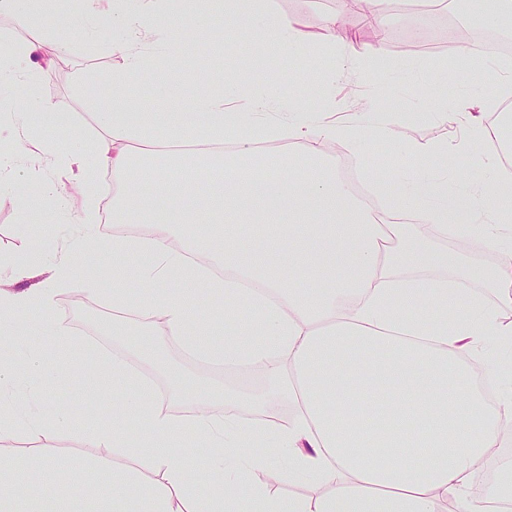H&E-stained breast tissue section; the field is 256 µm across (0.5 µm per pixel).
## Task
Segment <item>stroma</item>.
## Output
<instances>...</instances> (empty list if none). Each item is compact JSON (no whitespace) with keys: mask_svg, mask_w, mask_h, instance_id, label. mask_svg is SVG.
Returning a JSON list of instances; mask_svg holds the SVG:
<instances>
[{"mask_svg":"<svg viewBox=\"0 0 512 512\" xmlns=\"http://www.w3.org/2000/svg\"><path fill=\"white\" fill-rule=\"evenodd\" d=\"M278 10L294 18L317 20L323 13L344 12L345 34H357L362 43L378 44L393 67L384 74L368 73L356 79L339 78L334 82L317 83L316 75L325 64L340 67V59L322 57L294 59L275 56L271 47L261 46L251 21L239 23L233 39L213 46L199 44L195 37H187L175 54L158 57L152 68L141 73L132 89V96L142 107H151L158 87H165V107L172 112L185 111L200 82H207L212 91L224 88V74L234 71L242 89H250L273 75L286 106L301 108L310 113L325 114L327 119L347 118L357 112L368 111L373 105L383 104L392 111L422 112L427 102H437L440 108L451 107L464 86L481 82V99L489 101L504 85L499 62L482 65L459 59L449 50L438 32L457 28L472 39L491 36L490 28L473 24L455 10L438 11L428 17L409 11L404 0H389L385 29L372 25L365 14L347 10L343 0H273ZM110 30L96 29L92 36L72 38L68 47L56 41H46L41 53L50 59V67L36 84L37 94L51 101L57 111L69 112L75 118L71 135L85 141L94 134L93 114L100 107L111 104L115 94L112 74L122 65L120 57L110 50ZM262 50L269 56L267 72L239 71L238 51ZM337 154L356 160L355 179L366 178L384 167L383 159L390 155L386 140L368 135L361 149L340 146ZM97 206L101 223L88 255L75 258L64 288L55 297V317L69 334V344L60 350H49L41 331V316L32 311L14 326L16 345L10 354L16 366H23L27 351L40 349L52 366H65L67 374L60 382L30 391L27 408L42 419H50L62 408L71 413L70 430L56 434L59 455L69 460L88 457L103 460L105 467L125 465V458L111 449L91 446L85 430L91 426H111L119 413V397L113 388L112 376L107 371L90 373V365L104 352L120 351L121 346L111 333L103 332L101 323L112 320V281L99 279L95 290L86 283L102 266L112 265V229L108 217L112 209L107 181H100ZM75 222L73 215L50 216L48 206L32 197L26 214H19L12 194H0V252L26 249L31 241L40 240V265L23 282L24 287H41L53 271L56 250L70 233ZM185 373L182 389L187 404H175L180 414H190V400L199 397L202 389L211 385L229 384L250 389L259 388L260 376H223L202 362L186 357L180 347L171 344L164 349V364L153 367L155 378H162L163 367Z\"/></svg>","mask_w":512,"mask_h":512,"instance_id":"stroma-1","label":"stroma"}]
</instances>
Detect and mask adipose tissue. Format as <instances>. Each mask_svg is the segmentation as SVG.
I'll list each match as a JSON object with an SVG mask.
<instances>
[{
    "label": "adipose tissue",
    "instance_id": "adipose-tissue-1",
    "mask_svg": "<svg viewBox=\"0 0 512 512\" xmlns=\"http://www.w3.org/2000/svg\"><path fill=\"white\" fill-rule=\"evenodd\" d=\"M82 14L112 29L111 51L124 61L114 76L129 87L154 47L178 51L190 21L222 13L226 23L253 20L261 38L282 56L312 52L341 57L362 71L388 68L374 46L338 42L341 15L317 23L277 11L271 0H82ZM40 41H10L0 53V84L26 87V109L52 111L59 132L45 137L11 99L0 97V127L16 132L14 148L0 154V189L26 212L37 188L56 212L75 200L58 179L40 177L41 163L75 168L85 205L62 248L55 276L37 289L0 293V324L28 309L41 313L47 339L62 336L54 299L76 255L87 253L99 215L97 175L112 173V257L137 254L140 293L123 278L112 288V333L135 323L148 360L177 343L227 371L257 370L260 393H224L223 412L210 400L180 416L161 405L151 380L127 357L107 369L122 384L123 423L95 432L90 441L134 460L116 468L107 489L92 486L94 465L60 461L52 436L39 440L48 477L43 494L30 489L24 459H9L0 477V512H47L56 494L84 503L86 512H488L496 492L474 498L469 488L494 448L512 447V378L501 375L495 353L512 350V263L489 271L451 263L413 225L400 223L418 210L425 228L492 246L512 238V171L494 154L477 161L496 176L498 192L483 196L474 176L449 190L447 179L422 166L442 152H464L492 139L495 129L470 114L472 94L456 111L468 116L465 139L425 142L400 135L392 113L374 107L343 123L279 112L274 79L242 97L233 79L222 93L200 89L189 111L169 112L163 99L138 112L114 98L94 115L99 133L88 144L70 137L69 114L30 94L43 71ZM393 141L397 154L418 159L410 178L399 179L385 208L371 210L337 178L331 141L362 147L369 132ZM290 142L292 151L267 150ZM212 174L207 193H178L162 207L141 205L160 181H184L186 170ZM484 279L499 304L463 290ZM224 307L226 339H212L205 303ZM61 375L34 352L25 369L0 358V389L36 387ZM287 403L288 419L270 408ZM190 436L209 450V491H201L175 441ZM278 470L313 487L312 496L283 497L262 481Z\"/></svg>",
    "mask_w": 512,
    "mask_h": 512
}]
</instances>
